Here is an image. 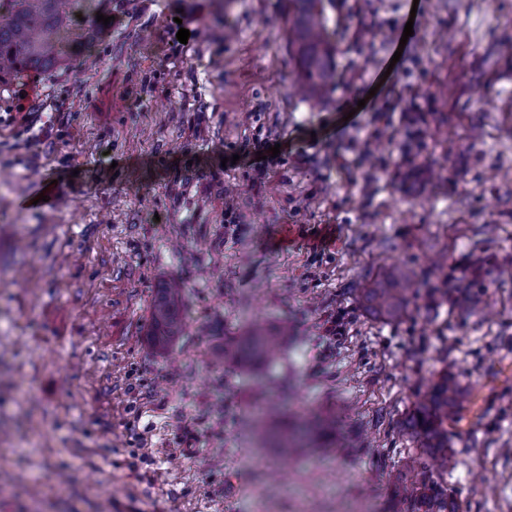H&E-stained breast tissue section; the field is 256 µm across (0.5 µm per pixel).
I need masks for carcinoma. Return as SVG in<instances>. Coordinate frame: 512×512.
<instances>
[{
  "label": "carcinoma",
  "mask_w": 512,
  "mask_h": 512,
  "mask_svg": "<svg viewBox=\"0 0 512 512\" xmlns=\"http://www.w3.org/2000/svg\"><path fill=\"white\" fill-rule=\"evenodd\" d=\"M112 0H0V84L67 67L86 52L101 30L97 13ZM289 46L299 69L301 88L318 96L336 82L337 70L331 31L323 0H288ZM384 281L365 289V299L378 315L399 320L408 311V295L418 287V275L409 269L383 274ZM182 288L169 281L158 289L149 308L148 333L153 348L164 351L186 330ZM281 337L260 327L250 330L235 355L244 362L272 361L280 352ZM459 386L443 375L429 397L411 417L412 427L425 439L431 453L448 460V411L457 405ZM254 434L273 442L282 457L307 446L318 427L316 420H302L281 429L269 412L258 411L250 420ZM407 512H457L447 489L421 467L420 478L405 495Z\"/></svg>",
  "instance_id": "obj_1"
}]
</instances>
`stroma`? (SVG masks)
<instances>
[{
    "label": "stroma",
    "mask_w": 512,
    "mask_h": 512,
    "mask_svg": "<svg viewBox=\"0 0 512 512\" xmlns=\"http://www.w3.org/2000/svg\"><path fill=\"white\" fill-rule=\"evenodd\" d=\"M111 14L70 69L0 85V512H406L428 455L406 424L446 372L465 398L434 475L458 512H512V0H332L318 103L295 93L288 0ZM46 178L55 205H30ZM386 267L479 310L422 292L376 316ZM171 279L192 322L161 353ZM216 322L283 328L279 359L216 372ZM269 377L327 419L319 451L257 448ZM186 308L182 288L176 282H166L149 308L148 333L153 348L164 351L186 330Z\"/></svg>",
    "instance_id": "obj_1"
}]
</instances>
